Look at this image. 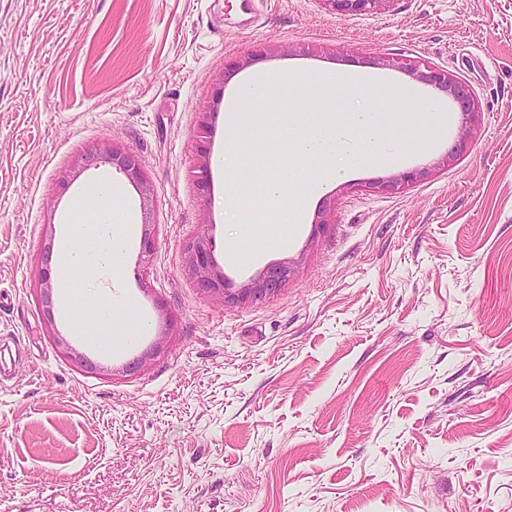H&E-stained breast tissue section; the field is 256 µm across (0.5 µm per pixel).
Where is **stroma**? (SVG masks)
Instances as JSON below:
<instances>
[{
	"mask_svg": "<svg viewBox=\"0 0 512 512\" xmlns=\"http://www.w3.org/2000/svg\"><path fill=\"white\" fill-rule=\"evenodd\" d=\"M378 56L470 85L480 113L458 161L440 164L463 124L450 108L432 133L396 134L399 164L347 159L302 223L231 219L237 180L309 178L289 157L325 93L304 87L307 115L200 190L197 148L240 149L226 111L254 74L358 66L431 101ZM112 141L154 189L145 264L125 175L103 163L68 177L75 154ZM407 170L422 176L376 189ZM102 182L132 228L93 272L98 299L124 293L133 304L116 314L149 325L91 351L111 378L60 356L30 287L45 224L62 244L75 198ZM201 234L225 296L201 291L187 263ZM271 265L291 269L281 287L244 293ZM2 346L19 354L0 377V512H512V0H388L347 16L267 0L252 20L240 0H0Z\"/></svg>",
	"mask_w": 512,
	"mask_h": 512,
	"instance_id": "stroma-1",
	"label": "stroma"
}]
</instances>
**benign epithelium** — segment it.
I'll list each match as a JSON object with an SVG mask.
<instances>
[{
	"instance_id": "benign-epithelium-1",
	"label": "benign epithelium",
	"mask_w": 512,
	"mask_h": 512,
	"mask_svg": "<svg viewBox=\"0 0 512 512\" xmlns=\"http://www.w3.org/2000/svg\"><path fill=\"white\" fill-rule=\"evenodd\" d=\"M330 10L340 15L376 13L385 9L390 0H323ZM376 65L398 66L415 81L430 87L434 92L449 97L456 110L464 116L466 126L460 139L448 150L442 163L453 162L463 151L464 143L471 134L470 124L476 122L479 114V104L472 88L458 77L424 62L402 63L395 59L374 61ZM109 163L122 171L131 185L135 188L141 200L143 211L144 231L141 237V254L150 255L155 249L157 237L156 225L151 222L153 211V188L150 185L139 158L114 142L112 144H93L83 153L77 155L72 162L71 176L79 177L85 170L99 164ZM211 167L210 150L202 146L198 152L197 168L199 170L198 186L201 191L208 189V174ZM47 243L39 257L33 274V290L38 302L43 307L50 335L53 338L58 353L66 360L75 364L80 370L96 375H111L113 369L102 366L92 360L87 354L79 351L71 344L65 335L57 328L54 319V290L55 281L51 275L50 260L53 252L54 225L45 228ZM188 263L196 276L198 286L206 292L224 294V277L214 271L211 258L210 243L206 236L199 235L187 246ZM289 270L280 265L270 266L256 279L255 285L243 289L244 293L263 294L281 287Z\"/></svg>"
}]
</instances>
